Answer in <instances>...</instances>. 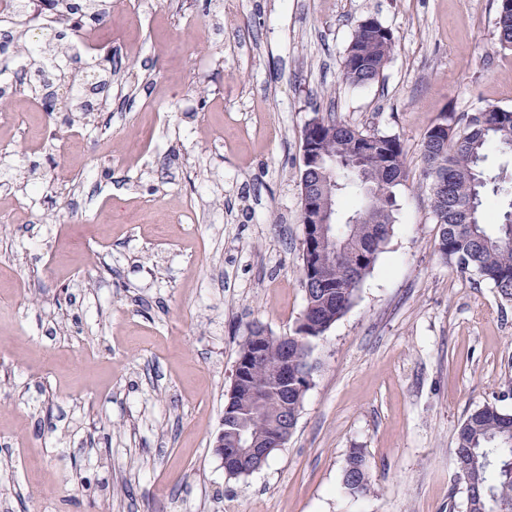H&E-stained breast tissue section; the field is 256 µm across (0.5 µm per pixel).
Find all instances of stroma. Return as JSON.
I'll list each match as a JSON object with an SVG mask.
<instances>
[{"mask_svg":"<svg viewBox=\"0 0 512 512\" xmlns=\"http://www.w3.org/2000/svg\"><path fill=\"white\" fill-rule=\"evenodd\" d=\"M497 0H111L90 113L0 109V512H465L454 435L512 412V302L434 243L421 144L512 109ZM394 46L348 85L360 21ZM393 135V235L319 340L288 443L232 478L214 451L239 345L293 335L302 134ZM364 449L367 496L343 493ZM375 35L364 38L357 26L343 57L342 73L345 81L354 87L377 82L389 62L393 34L379 21H372Z\"/></svg>","mask_w":512,"mask_h":512,"instance_id":"1","label":"stroma"}]
</instances>
